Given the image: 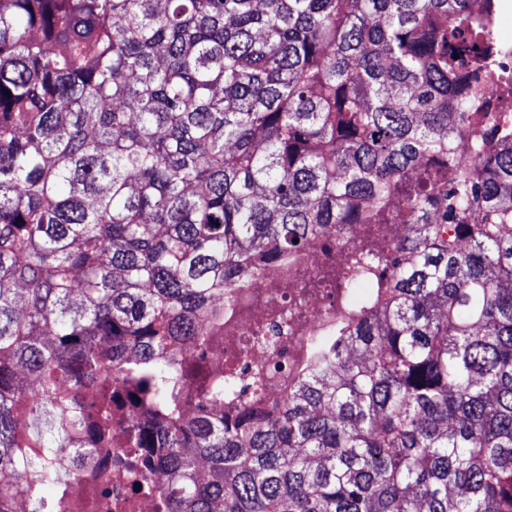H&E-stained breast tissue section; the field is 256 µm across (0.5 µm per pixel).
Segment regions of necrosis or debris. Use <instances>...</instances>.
Returning a JSON list of instances; mask_svg holds the SVG:
<instances>
[{"instance_id":"necrosis-or-debris-1","label":"necrosis or debris","mask_w":512,"mask_h":512,"mask_svg":"<svg viewBox=\"0 0 512 512\" xmlns=\"http://www.w3.org/2000/svg\"><path fill=\"white\" fill-rule=\"evenodd\" d=\"M358 234L345 225L335 239L318 240L289 261L287 269L270 267L257 286L233 289L232 314L224 334L207 351L210 372L234 377L239 399L277 405L296 381L316 336L336 323L340 306L332 290L309 293L308 278L347 256ZM73 445L59 449L53 464L71 480L66 508L37 499L32 487L17 491V512H102L111 497L112 512H167L144 483L159 484V471L143 458L128 456L121 426L112 428V445L100 448L84 431L71 435Z\"/></svg>"}]
</instances>
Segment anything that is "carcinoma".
Returning <instances> with one entry per match:
<instances>
[{
  "label": "carcinoma",
  "mask_w": 512,
  "mask_h": 512,
  "mask_svg": "<svg viewBox=\"0 0 512 512\" xmlns=\"http://www.w3.org/2000/svg\"><path fill=\"white\" fill-rule=\"evenodd\" d=\"M500 0H0V473L131 403L170 512H512ZM338 224L346 302L280 407L194 409L224 292ZM37 382L21 402L19 372ZM71 375L96 383L52 415Z\"/></svg>",
  "instance_id": "cac0c4a2"
}]
</instances>
